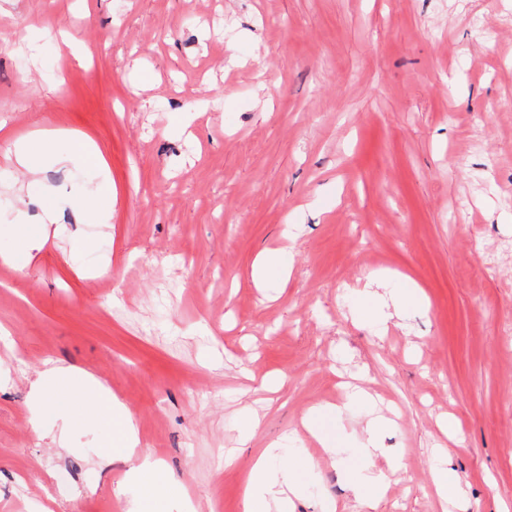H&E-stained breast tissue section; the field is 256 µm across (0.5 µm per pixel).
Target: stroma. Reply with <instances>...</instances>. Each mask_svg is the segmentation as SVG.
<instances>
[{
	"label": "stroma",
	"mask_w": 512,
	"mask_h": 512,
	"mask_svg": "<svg viewBox=\"0 0 512 512\" xmlns=\"http://www.w3.org/2000/svg\"><path fill=\"white\" fill-rule=\"evenodd\" d=\"M30 24L43 38L17 39ZM0 121L88 136L112 185L95 224L68 205L95 161L34 184L0 168L1 207L61 203L36 260L0 265V512H124L139 491L110 417L31 427L49 359L133 414L138 453L181 485L164 512H241L291 432L317 461L295 512H349L365 460L300 420L351 385L404 463L376 512H512V0H0ZM289 216L290 274L256 285ZM369 275L422 303L360 319ZM439 448L463 487L448 505Z\"/></svg>",
	"instance_id": "stroma-1"
}]
</instances>
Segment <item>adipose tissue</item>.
Here are the masks:
<instances>
[{
	"mask_svg": "<svg viewBox=\"0 0 512 512\" xmlns=\"http://www.w3.org/2000/svg\"><path fill=\"white\" fill-rule=\"evenodd\" d=\"M47 138L37 131L26 138L0 136V162L25 171L30 179H37L42 171L39 157ZM9 216L16 231L17 248L0 252V264L22 269L32 263L50 237L47 223L28 221L22 208H14ZM31 407L34 411H51L68 421H75L88 409H96L111 416L115 430L127 452H134L138 440L134 418L93 375L74 373L69 367L54 364L45 368L30 384ZM284 439L269 443L255 460L242 493L243 512H289L292 495L298 494L301 480L314 467L311 458L295 456L287 468H276L275 462L284 452ZM141 491L127 502L125 512H147L148 506H160L167 489L161 483L157 468L150 459H142L135 469Z\"/></svg>",
	"mask_w": 512,
	"mask_h": 512,
	"instance_id": "adipose-tissue-1",
	"label": "adipose tissue"
}]
</instances>
